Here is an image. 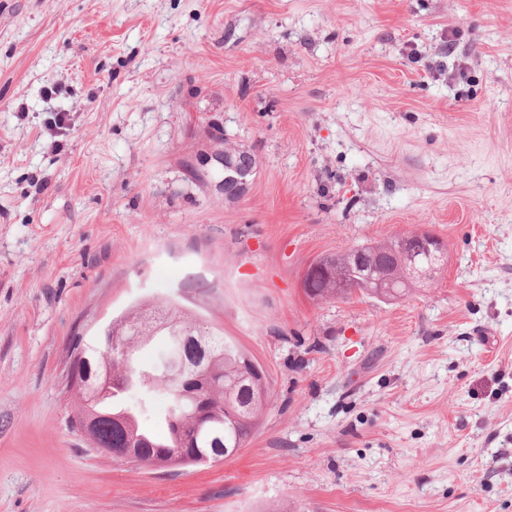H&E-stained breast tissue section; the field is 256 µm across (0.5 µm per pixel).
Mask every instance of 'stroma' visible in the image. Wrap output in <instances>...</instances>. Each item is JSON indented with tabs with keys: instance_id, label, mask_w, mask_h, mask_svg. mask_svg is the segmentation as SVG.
Listing matches in <instances>:
<instances>
[{
	"instance_id": "1",
	"label": "stroma",
	"mask_w": 512,
	"mask_h": 512,
	"mask_svg": "<svg viewBox=\"0 0 512 512\" xmlns=\"http://www.w3.org/2000/svg\"><path fill=\"white\" fill-rule=\"evenodd\" d=\"M414 230L431 283L307 296ZM162 300L267 377L220 464L71 426L74 338ZM0 512H512V0H0ZM212 158L224 168V195L232 198L242 195L256 170L254 155L236 148L216 150ZM342 284L336 286V297L333 299L332 280L330 277L322 274L315 273L309 277L307 294L313 300H335L339 298L342 293Z\"/></svg>"
}]
</instances>
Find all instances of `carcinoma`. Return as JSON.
Masks as SVG:
<instances>
[{"instance_id": "obj_1", "label": "carcinoma", "mask_w": 512, "mask_h": 512, "mask_svg": "<svg viewBox=\"0 0 512 512\" xmlns=\"http://www.w3.org/2000/svg\"><path fill=\"white\" fill-rule=\"evenodd\" d=\"M362 249L388 266L408 268L442 267L427 258L422 243L411 237L405 250L392 255L389 242H370ZM359 291L387 303L410 294L409 288H360L358 277L351 278L346 295ZM308 296L313 300L333 299L330 277L315 273L309 277ZM112 348L106 339L73 343L77 351L73 374L84 386L77 389L82 405L79 415L90 412L95 423L89 439L96 448L126 453V458L144 466H190L216 464L243 447L269 403L267 378L261 367L236 343L208 326L198 317L186 316L171 305L155 307L138 304L113 320ZM202 337L204 353L200 362L211 367L214 384L196 397L185 392L173 373L181 359L193 351L189 336ZM156 336L165 337L159 356L149 371L134 365L133 354ZM112 372L123 383V391L112 396V407L88 403V395L101 374ZM145 400L158 398L164 404L165 432L147 434L139 430L134 416L118 402L128 394Z\"/></svg>"}]
</instances>
